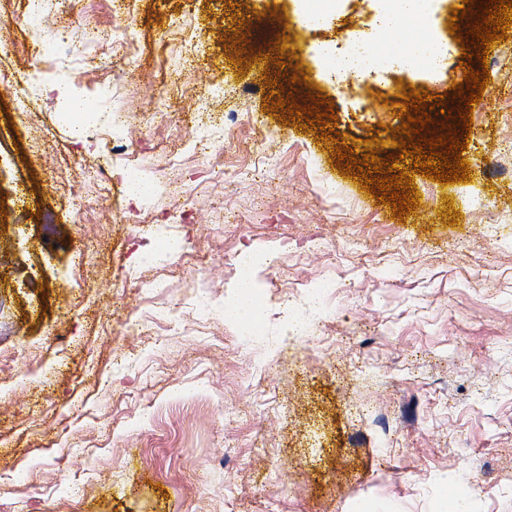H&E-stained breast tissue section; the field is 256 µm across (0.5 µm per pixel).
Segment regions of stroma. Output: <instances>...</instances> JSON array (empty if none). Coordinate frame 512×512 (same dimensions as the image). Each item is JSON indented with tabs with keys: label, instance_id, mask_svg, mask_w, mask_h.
I'll return each instance as SVG.
<instances>
[{
	"label": "stroma",
	"instance_id": "35a3bbf8",
	"mask_svg": "<svg viewBox=\"0 0 512 512\" xmlns=\"http://www.w3.org/2000/svg\"><path fill=\"white\" fill-rule=\"evenodd\" d=\"M460 10L474 20L437 0L383 28L378 0H338L311 29L297 0H62L37 18L11 0L0 72L45 93L23 117L0 83L8 512H451L458 492L466 512H512V26L483 61L449 32ZM420 33L447 44L439 71L331 79L326 44L399 53ZM468 66L489 73L469 125L448 118ZM408 87L442 96L429 118L468 144L464 183L401 163L425 224L337 166L343 148L397 154ZM68 95L99 114L88 141L58 119ZM203 101L231 133L207 174L191 150ZM294 105L337 124L307 127ZM115 110L127 121L109 136ZM132 176L152 192L131 198ZM181 205L194 224L162 236L135 221ZM163 236L190 257L159 256ZM239 252L278 258L256 274L255 332L224 316ZM296 288L318 296L319 337L288 338Z\"/></svg>",
	"mask_w": 512,
	"mask_h": 512
}]
</instances>
